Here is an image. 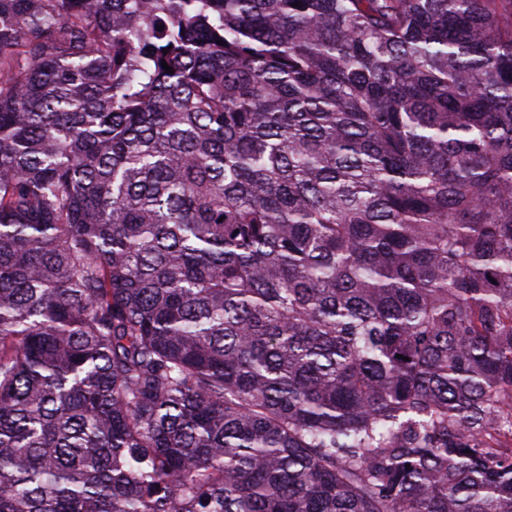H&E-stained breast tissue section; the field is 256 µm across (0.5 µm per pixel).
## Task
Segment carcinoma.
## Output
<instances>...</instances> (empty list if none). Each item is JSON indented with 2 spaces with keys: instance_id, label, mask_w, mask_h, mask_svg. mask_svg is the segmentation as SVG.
<instances>
[{
  "instance_id": "carcinoma-1",
  "label": "carcinoma",
  "mask_w": 512,
  "mask_h": 512,
  "mask_svg": "<svg viewBox=\"0 0 512 512\" xmlns=\"http://www.w3.org/2000/svg\"><path fill=\"white\" fill-rule=\"evenodd\" d=\"M0 512H512V0H0Z\"/></svg>"
}]
</instances>
